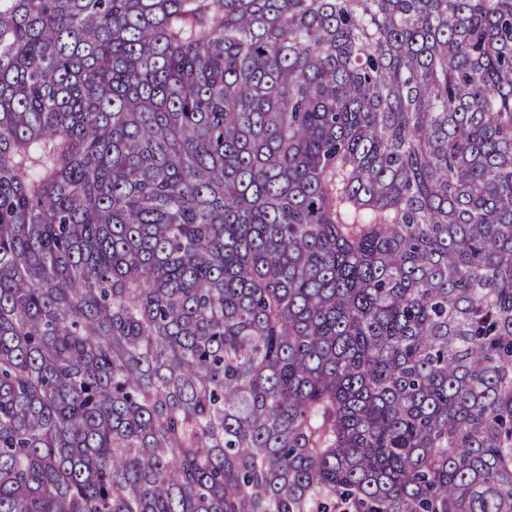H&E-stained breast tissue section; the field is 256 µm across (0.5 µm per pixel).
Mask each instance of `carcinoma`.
<instances>
[{
  "label": "carcinoma",
  "mask_w": 512,
  "mask_h": 512,
  "mask_svg": "<svg viewBox=\"0 0 512 512\" xmlns=\"http://www.w3.org/2000/svg\"><path fill=\"white\" fill-rule=\"evenodd\" d=\"M0 512H512V0H0Z\"/></svg>",
  "instance_id": "cac0c4a2"
}]
</instances>
